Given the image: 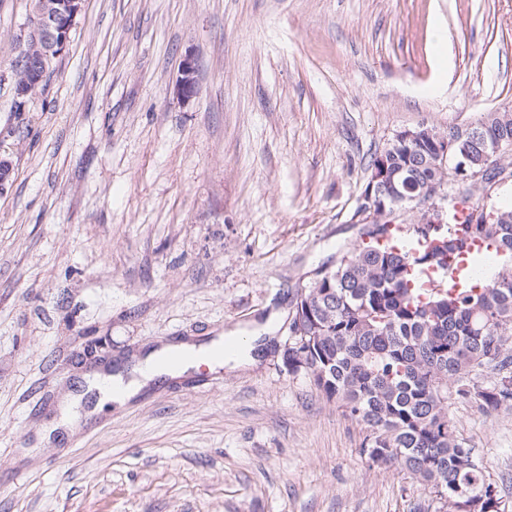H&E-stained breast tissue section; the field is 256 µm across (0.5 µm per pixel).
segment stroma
<instances>
[{
    "mask_svg": "<svg viewBox=\"0 0 512 512\" xmlns=\"http://www.w3.org/2000/svg\"><path fill=\"white\" fill-rule=\"evenodd\" d=\"M31 9L0 0V512H436L282 352L394 135L512 107V0H86L18 113ZM266 323L257 364L76 391ZM450 413L512 501V409ZM195 72L196 63L194 58L186 56L181 65V78L178 86V94L184 100H190L196 94Z\"/></svg>",
    "mask_w": 512,
    "mask_h": 512,
    "instance_id": "stroma-1",
    "label": "stroma"
}]
</instances>
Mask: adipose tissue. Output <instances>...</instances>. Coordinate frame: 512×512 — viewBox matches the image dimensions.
Wrapping results in <instances>:
<instances>
[{
	"label": "adipose tissue",
	"mask_w": 512,
	"mask_h": 512,
	"mask_svg": "<svg viewBox=\"0 0 512 512\" xmlns=\"http://www.w3.org/2000/svg\"><path fill=\"white\" fill-rule=\"evenodd\" d=\"M238 342L240 344L239 349L229 355L224 354V342L220 339L207 345H193L190 347L183 344L179 346L171 345L150 351L136 366L135 372L137 377L135 380L126 382L119 378L115 379L111 396L116 403H124L135 396L144 383L162 376H177L187 372L189 368H197L203 364L211 367L221 366L230 362L237 365L256 364L254 337L242 336L239 337ZM186 351L193 353L194 358L192 362H172V355Z\"/></svg>",
	"instance_id": "obj_1"
}]
</instances>
